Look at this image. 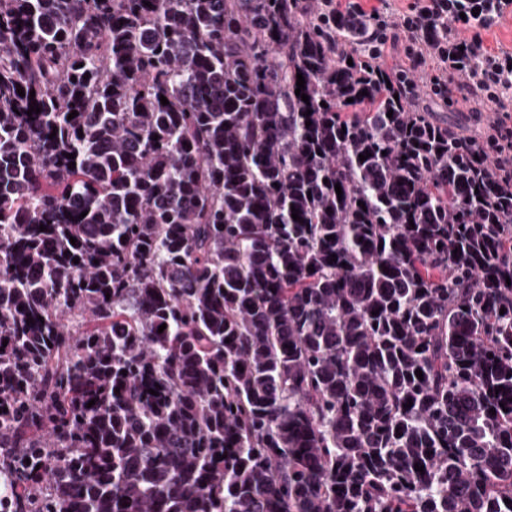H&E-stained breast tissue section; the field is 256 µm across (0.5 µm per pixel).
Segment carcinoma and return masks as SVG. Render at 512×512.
Returning a JSON list of instances; mask_svg holds the SVG:
<instances>
[{
    "instance_id": "carcinoma-1",
    "label": "carcinoma",
    "mask_w": 512,
    "mask_h": 512,
    "mask_svg": "<svg viewBox=\"0 0 512 512\" xmlns=\"http://www.w3.org/2000/svg\"><path fill=\"white\" fill-rule=\"evenodd\" d=\"M379 68L301 0H0L3 512H512V171Z\"/></svg>"
}]
</instances>
